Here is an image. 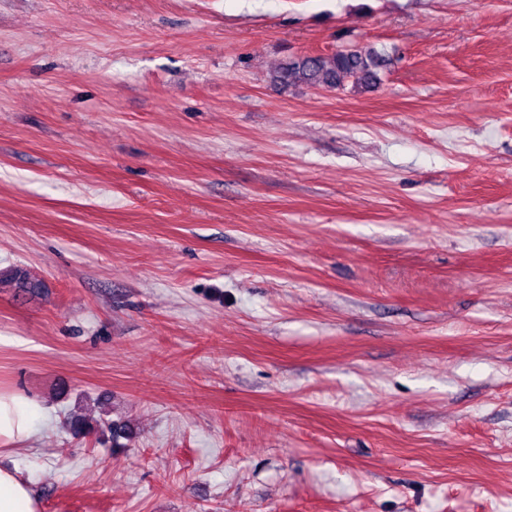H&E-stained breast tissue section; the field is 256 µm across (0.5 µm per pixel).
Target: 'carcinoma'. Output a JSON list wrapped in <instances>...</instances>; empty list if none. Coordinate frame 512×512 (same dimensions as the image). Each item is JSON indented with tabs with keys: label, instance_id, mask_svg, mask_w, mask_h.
<instances>
[{
	"label": "carcinoma",
	"instance_id": "cac0c4a2",
	"mask_svg": "<svg viewBox=\"0 0 512 512\" xmlns=\"http://www.w3.org/2000/svg\"><path fill=\"white\" fill-rule=\"evenodd\" d=\"M380 56L366 49L339 50L330 55L307 56L291 63L279 79L297 80L310 86L341 87L352 82L368 88L377 80Z\"/></svg>",
	"mask_w": 512,
	"mask_h": 512
}]
</instances>
